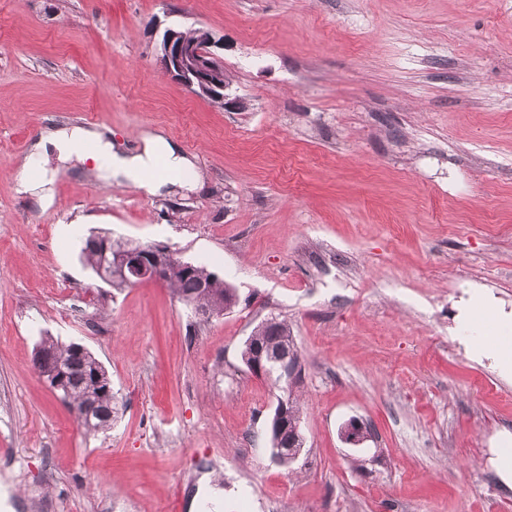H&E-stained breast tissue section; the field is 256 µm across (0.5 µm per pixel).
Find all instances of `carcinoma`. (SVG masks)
<instances>
[{
  "label": "carcinoma",
  "mask_w": 512,
  "mask_h": 512,
  "mask_svg": "<svg viewBox=\"0 0 512 512\" xmlns=\"http://www.w3.org/2000/svg\"><path fill=\"white\" fill-rule=\"evenodd\" d=\"M128 247V243L111 240V252L104 257L93 248L83 252L86 264L95 269L103 265L104 259H112L115 254ZM163 281L171 286L178 299L193 309L224 311L228 302L229 288L224 279L208 270L204 265L194 264L187 269L184 263L168 265ZM251 345L243 346L241 360L250 356L253 348L276 349L294 343L288 322L284 319L269 318L260 322L248 337ZM38 351L46 358L66 363L69 371L68 386L62 390V397L73 409L94 410L92 423L84 424L86 430L96 432L112 425V416L108 409L115 408L112 381L102 363L89 351L79 354L74 344L63 345L52 337H44L38 345Z\"/></svg>",
  "instance_id": "1"
}]
</instances>
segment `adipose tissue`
Masks as SVG:
<instances>
[{"label":"adipose tissue","mask_w":512,"mask_h":512,"mask_svg":"<svg viewBox=\"0 0 512 512\" xmlns=\"http://www.w3.org/2000/svg\"><path fill=\"white\" fill-rule=\"evenodd\" d=\"M52 149L63 162L92 158L106 178L132 184L151 194L168 186L187 188L191 185L192 160L158 134L144 133L139 149L125 151L115 149L99 129L53 127L34 144L32 156L45 158ZM495 324L497 334L473 341L472 353L479 359L494 360L504 373L512 374V336L507 333L511 324L500 317Z\"/></svg>","instance_id":"ef3b65f1"}]
</instances>
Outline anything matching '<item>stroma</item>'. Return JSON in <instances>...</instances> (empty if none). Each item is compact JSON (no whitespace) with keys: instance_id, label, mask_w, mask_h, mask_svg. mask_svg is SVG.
<instances>
[{"instance_id":"35a3bbf8","label":"stroma","mask_w":512,"mask_h":512,"mask_svg":"<svg viewBox=\"0 0 512 512\" xmlns=\"http://www.w3.org/2000/svg\"><path fill=\"white\" fill-rule=\"evenodd\" d=\"M199 28L246 101L166 73ZM162 134L202 186L149 195L92 162L16 190L51 126ZM165 244L232 285L197 319L167 284L103 283L87 236ZM512 313V0H0V512H512V378L473 359ZM300 355L304 448L240 359L264 319ZM82 344L120 412L86 432L34 364ZM358 419L360 445L342 428ZM51 180L46 175L31 177L23 173L18 179L19 192L30 196L40 208H47L52 203ZM277 401L275 413L279 407V398ZM286 409L288 410V415ZM299 410L298 401L296 398L292 397V391L289 390L287 400L281 398L277 416L270 423L269 433L274 446L271 445L270 448L272 456H279L281 453L279 448H286L288 450V459L296 460L298 458L301 449L304 447V438L298 424ZM280 417H283V419L279 422ZM293 419H297V421ZM292 420L293 428L288 431V423H291Z\"/></svg>"}]
</instances>
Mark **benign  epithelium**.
Wrapping results in <instances>:
<instances>
[{"label": "benign epithelium", "mask_w": 512, "mask_h": 512, "mask_svg": "<svg viewBox=\"0 0 512 512\" xmlns=\"http://www.w3.org/2000/svg\"><path fill=\"white\" fill-rule=\"evenodd\" d=\"M220 46L221 43L210 33L202 39L188 42L179 31L168 28L160 41L161 60L166 72L181 81L193 95L222 103L226 110H240L244 107V102L232 93L230 86H222L208 79V75L221 62L216 52V48ZM179 259L181 256L178 251L169 246H139L117 256L113 275L104 274L101 268L97 273L107 284L114 277L121 278L129 285L148 281L160 282L167 264ZM271 364L278 367L281 382L292 384L296 381L300 369V357L296 350L275 354L262 348L253 349L249 360V369L253 375L264 376ZM286 409L287 400L283 398L280 400L277 418L270 423L269 433L273 446L287 449L288 459L295 460L303 448L304 438L298 422H288ZM366 434L365 425L352 419L344 427L343 438L346 442L357 445L364 441Z\"/></svg>", "instance_id": "benign-epithelium-1"}]
</instances>
